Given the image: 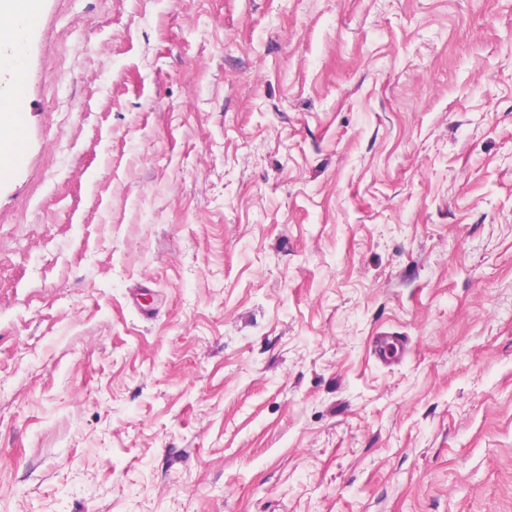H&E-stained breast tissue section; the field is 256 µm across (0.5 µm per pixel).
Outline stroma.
Instances as JSON below:
<instances>
[{"mask_svg": "<svg viewBox=\"0 0 512 512\" xmlns=\"http://www.w3.org/2000/svg\"><path fill=\"white\" fill-rule=\"evenodd\" d=\"M38 4L0 512H512V0Z\"/></svg>", "mask_w": 512, "mask_h": 512, "instance_id": "35a3bbf8", "label": "stroma"}]
</instances>
